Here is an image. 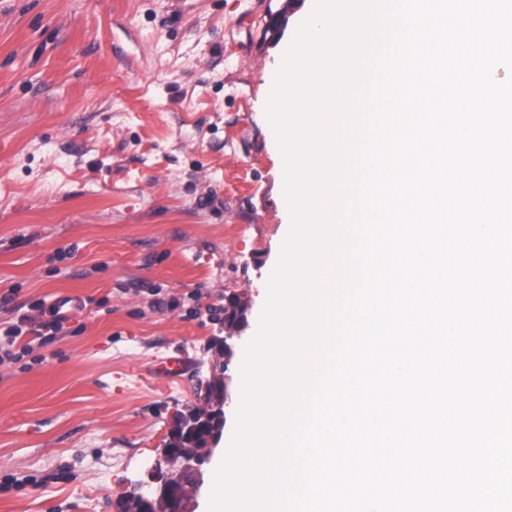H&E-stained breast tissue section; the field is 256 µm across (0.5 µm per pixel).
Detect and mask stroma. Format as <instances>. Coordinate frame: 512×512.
<instances>
[{
	"label": "stroma",
	"mask_w": 512,
	"mask_h": 512,
	"mask_svg": "<svg viewBox=\"0 0 512 512\" xmlns=\"http://www.w3.org/2000/svg\"><path fill=\"white\" fill-rule=\"evenodd\" d=\"M309 5L0 0V296L92 300L0 371V512H119L204 406L229 294L239 390L291 221L267 87ZM224 300V336H214L211 341V347L219 359L232 354L234 340L240 337L236 335L247 325V304L233 294L226 295ZM188 368V360L182 354L166 357L150 368V373L155 377L169 379L179 378Z\"/></svg>",
	"instance_id": "obj_1"
}]
</instances>
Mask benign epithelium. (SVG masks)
Instances as JSON below:
<instances>
[{"instance_id": "benign-epithelium-1", "label": "benign epithelium", "mask_w": 512, "mask_h": 512, "mask_svg": "<svg viewBox=\"0 0 512 512\" xmlns=\"http://www.w3.org/2000/svg\"><path fill=\"white\" fill-rule=\"evenodd\" d=\"M224 300V335L211 341L220 359L232 354L236 335L247 325L248 305L233 294L224 296ZM210 382V407L204 412L192 409L178 415L161 457L147 468L151 481H129L132 494L126 498H134L149 512H192V502L204 483L202 466L209 460L224 428V405L229 398L224 365L212 370Z\"/></svg>"}]
</instances>
